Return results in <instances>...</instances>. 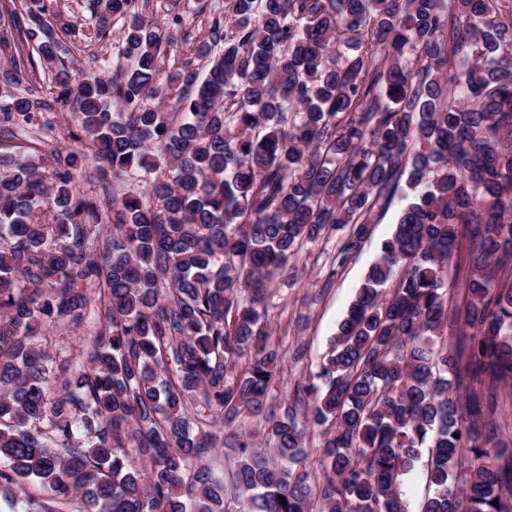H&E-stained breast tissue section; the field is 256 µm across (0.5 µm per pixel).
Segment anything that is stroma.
Returning <instances> with one entry per match:
<instances>
[{
    "instance_id": "35a3bbf8",
    "label": "stroma",
    "mask_w": 512,
    "mask_h": 512,
    "mask_svg": "<svg viewBox=\"0 0 512 512\" xmlns=\"http://www.w3.org/2000/svg\"><path fill=\"white\" fill-rule=\"evenodd\" d=\"M11 6L22 13L45 9V17L56 31L58 56L71 71L101 73L122 49L120 19L110 20L107 37L94 38L95 0H0L1 22L8 20L7 9ZM225 6L226 0H147L144 11L147 20L164 25L175 14L182 20L181 26L174 30L179 51L162 59V72H171L187 61L196 68H204L206 61L197 54V46L212 21L223 15ZM46 117L52 123L51 128L0 135V172L11 157L34 151L45 156L53 145L65 153L80 150V142L69 135L73 124L68 113L55 109L47 112ZM411 200L407 186H399L389 204L376 212L359 251L337 272H330L329 266L337 243L345 236L341 230L307 244L293 260L294 273L277 279L266 300L272 321V341L284 350L297 341L305 346L301 362L283 361L280 392L293 394L296 385L316 370L368 268L377 259L382 241L392 234L402 210Z\"/></svg>"
}]
</instances>
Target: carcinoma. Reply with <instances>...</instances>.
<instances>
[{
	"instance_id": "1",
	"label": "carcinoma",
	"mask_w": 512,
	"mask_h": 512,
	"mask_svg": "<svg viewBox=\"0 0 512 512\" xmlns=\"http://www.w3.org/2000/svg\"><path fill=\"white\" fill-rule=\"evenodd\" d=\"M134 2L96 0L127 16L134 66L84 78L42 13H12L71 138L145 191H81L73 152L0 174V493L41 483L28 512H512V0H230L206 68L163 84L180 18L156 29ZM0 85V132L45 122L20 68ZM404 176L413 201L328 356L271 409L272 278L347 226L343 266ZM92 308L83 360H53L44 331ZM252 417L259 440L212 430ZM427 459V449H422V459L416 464L414 470L405 477V486L412 506L421 500L425 493V477L422 471V461Z\"/></svg>"
}]
</instances>
